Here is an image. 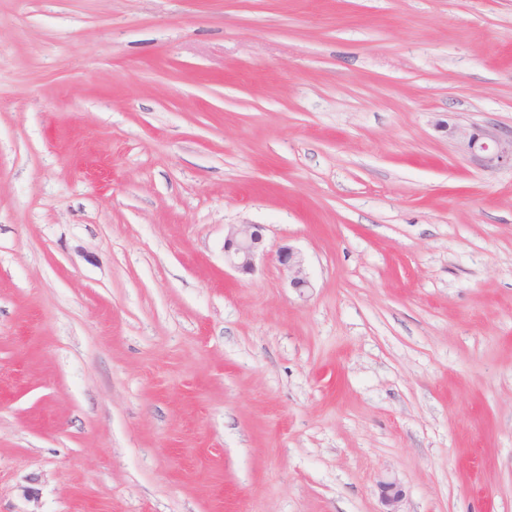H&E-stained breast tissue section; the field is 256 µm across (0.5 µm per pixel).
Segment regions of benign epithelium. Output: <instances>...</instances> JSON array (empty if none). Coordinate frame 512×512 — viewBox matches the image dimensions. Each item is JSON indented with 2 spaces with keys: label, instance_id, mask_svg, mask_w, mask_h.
Here are the masks:
<instances>
[{
  "label": "benign epithelium",
  "instance_id": "obj_1",
  "mask_svg": "<svg viewBox=\"0 0 512 512\" xmlns=\"http://www.w3.org/2000/svg\"><path fill=\"white\" fill-rule=\"evenodd\" d=\"M448 136L457 141L459 149L477 159L486 169L505 165L512 167V129L473 126L460 131L449 124L442 125ZM263 243V226L246 224L241 228L230 227L224 237V263L236 272L250 275L255 271L256 257ZM278 263L293 273L290 284L298 291L309 287L303 274V259L291 246H281L276 252ZM381 500L385 512H399L403 490L395 480H384L380 484Z\"/></svg>",
  "mask_w": 512,
  "mask_h": 512
}]
</instances>
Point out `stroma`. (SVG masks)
<instances>
[{
	"instance_id": "obj_1",
	"label": "stroma",
	"mask_w": 512,
	"mask_h": 512,
	"mask_svg": "<svg viewBox=\"0 0 512 512\" xmlns=\"http://www.w3.org/2000/svg\"><path fill=\"white\" fill-rule=\"evenodd\" d=\"M445 123L512 128V0H0V512H512V168ZM262 231L260 224H246L242 228L231 226L224 237L225 265L240 274L251 275L263 243ZM278 263L288 272H292L290 284L300 293L309 287V281L303 274V259L298 251L291 246H281L276 252Z\"/></svg>"
}]
</instances>
